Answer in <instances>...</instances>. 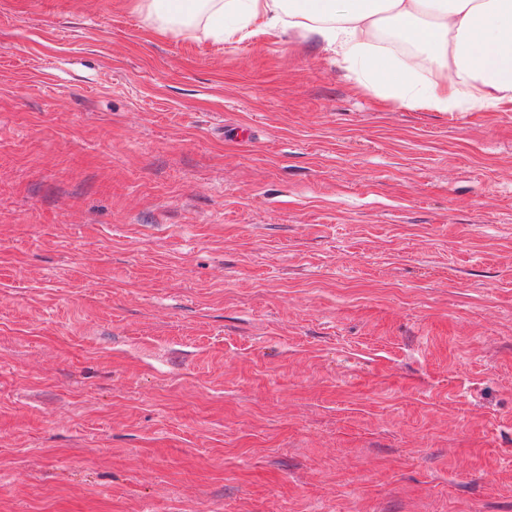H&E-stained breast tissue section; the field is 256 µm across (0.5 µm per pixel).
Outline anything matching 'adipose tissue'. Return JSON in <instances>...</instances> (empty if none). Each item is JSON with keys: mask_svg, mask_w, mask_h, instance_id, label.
<instances>
[{"mask_svg": "<svg viewBox=\"0 0 512 512\" xmlns=\"http://www.w3.org/2000/svg\"><path fill=\"white\" fill-rule=\"evenodd\" d=\"M188 15L138 0L163 34L191 26L198 41H241L295 33L341 56L363 86L391 104L438 112L512 111V0H190ZM396 29L419 46L438 81L418 87L417 58L376 50L375 35Z\"/></svg>", "mask_w": 512, "mask_h": 512, "instance_id": "adipose-tissue-1", "label": "adipose tissue"}]
</instances>
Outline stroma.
<instances>
[{"label":"stroma","instance_id":"35a3bbf8","mask_svg":"<svg viewBox=\"0 0 512 512\" xmlns=\"http://www.w3.org/2000/svg\"><path fill=\"white\" fill-rule=\"evenodd\" d=\"M273 504L512 512V112L0 0V512Z\"/></svg>","mask_w":512,"mask_h":512}]
</instances>
